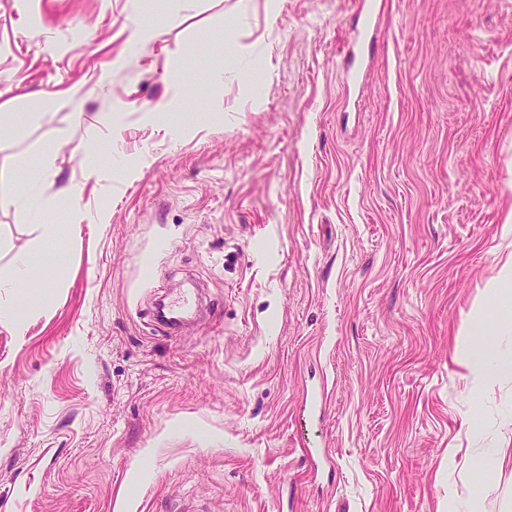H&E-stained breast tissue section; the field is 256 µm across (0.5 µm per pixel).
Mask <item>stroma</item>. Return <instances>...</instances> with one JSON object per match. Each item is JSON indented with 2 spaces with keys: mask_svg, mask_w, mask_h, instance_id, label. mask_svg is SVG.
Masks as SVG:
<instances>
[{
  "mask_svg": "<svg viewBox=\"0 0 512 512\" xmlns=\"http://www.w3.org/2000/svg\"><path fill=\"white\" fill-rule=\"evenodd\" d=\"M1 112L0 195L50 175L0 205V512H502L512 380L456 349L512 255V0H0ZM46 177L47 169L44 168L43 173L34 176L29 184L20 192L10 196H1V203L14 205L23 214L35 212L43 204L38 189L41 186V179ZM37 264V257L28 252H20L14 259L12 268L13 284L28 282ZM192 305L193 301L187 295L170 300L167 303L168 312L163 316V318L170 326L176 327L180 324V319L193 315L194 311L192 310ZM167 323L159 322V324L166 329V332H169Z\"/></svg>",
  "mask_w": 512,
  "mask_h": 512,
  "instance_id": "stroma-1",
  "label": "stroma"
}]
</instances>
